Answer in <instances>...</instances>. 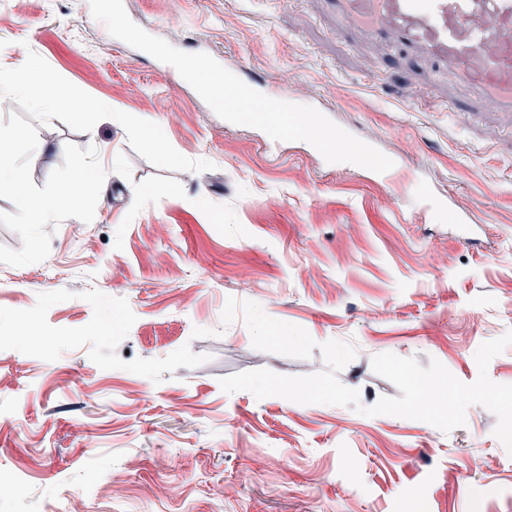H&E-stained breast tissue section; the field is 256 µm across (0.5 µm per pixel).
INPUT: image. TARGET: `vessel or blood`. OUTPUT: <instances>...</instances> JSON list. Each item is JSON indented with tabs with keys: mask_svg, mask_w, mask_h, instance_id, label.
I'll use <instances>...</instances> for the list:
<instances>
[{
	"mask_svg": "<svg viewBox=\"0 0 512 512\" xmlns=\"http://www.w3.org/2000/svg\"><path fill=\"white\" fill-rule=\"evenodd\" d=\"M336 32L354 27L408 62L430 59L482 106L512 112V0H329Z\"/></svg>",
	"mask_w": 512,
	"mask_h": 512,
	"instance_id": "b4317fda",
	"label": "vessel or blood"
}]
</instances>
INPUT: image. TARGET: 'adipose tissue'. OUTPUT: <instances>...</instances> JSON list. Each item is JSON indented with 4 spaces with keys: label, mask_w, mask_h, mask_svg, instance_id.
I'll list each match as a JSON object with an SVG mask.
<instances>
[{
    "label": "adipose tissue",
    "mask_w": 512,
    "mask_h": 512,
    "mask_svg": "<svg viewBox=\"0 0 512 512\" xmlns=\"http://www.w3.org/2000/svg\"><path fill=\"white\" fill-rule=\"evenodd\" d=\"M7 87L28 95L37 108L51 110L65 107L74 119L84 118L88 112L105 115L113 126H123L127 115L109 102H87L38 62L25 59L8 70H0V88ZM23 136L19 131L0 127V194L10 195L17 205L20 223L33 227L47 223L52 213L63 206L81 208L94 198V190L104 179V173L95 166H82L61 179L52 201L35 196L27 182L13 167L11 159Z\"/></svg>",
    "instance_id": "ef3b65f1"
}]
</instances>
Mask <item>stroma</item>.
I'll return each mask as SVG.
<instances>
[{"label": "stroma", "mask_w": 512, "mask_h": 512, "mask_svg": "<svg viewBox=\"0 0 512 512\" xmlns=\"http://www.w3.org/2000/svg\"><path fill=\"white\" fill-rule=\"evenodd\" d=\"M123 3L149 34L403 158L409 182L225 123L175 69L112 38L89 0H0V69L28 50L130 117L79 122L0 91L35 195L78 166L105 171L92 207L34 230L0 194V512H51L66 490L81 512H512V451L482 406L444 433L219 384L326 368L318 351L253 348L242 318L222 322L231 297L352 344L338 378L363 405L399 394L372 369L383 353L474 382L479 346L512 330V113L446 111L461 90L429 62L338 38L326 0ZM145 118L172 162L143 143ZM435 189L447 216L422 208Z\"/></svg>", "instance_id": "obj_1"}]
</instances>
